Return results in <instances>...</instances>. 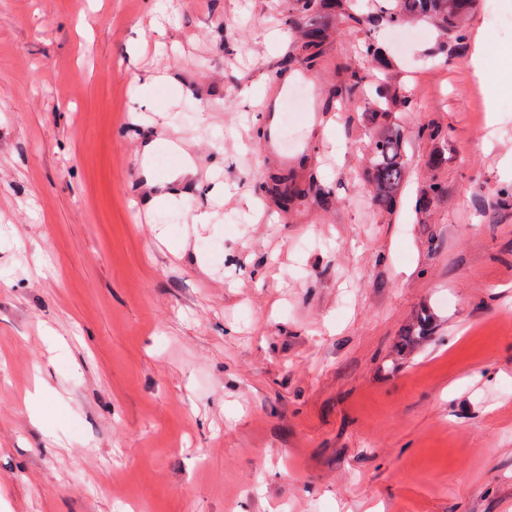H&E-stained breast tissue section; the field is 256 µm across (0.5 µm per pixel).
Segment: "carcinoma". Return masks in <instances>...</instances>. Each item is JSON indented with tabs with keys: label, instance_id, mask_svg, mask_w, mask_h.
Listing matches in <instances>:
<instances>
[{
	"label": "carcinoma",
	"instance_id": "cac0c4a2",
	"mask_svg": "<svg viewBox=\"0 0 512 512\" xmlns=\"http://www.w3.org/2000/svg\"><path fill=\"white\" fill-rule=\"evenodd\" d=\"M291 11L282 15V23L294 24V18L324 14L327 18L349 25L359 32L378 20L392 26L402 25L410 19L428 22L440 32V36L456 43L469 39L468 16L476 0H382L367 5L362 10L357 0H291ZM329 23L313 21L301 32L298 53L291 61L298 66L311 69L324 55ZM359 52L374 61L383 59L381 47L368 35L358 41ZM332 97L340 104L362 100L365 103L362 119L373 131L370 157L365 171L367 194L372 206L379 212L393 214L401 207V187L408 175L407 138L396 123V114L413 111L417 103L401 87L383 78L369 82L368 75L346 65L342 78L331 90ZM444 137L442 127L435 121L421 123L415 138L433 143ZM282 205L287 206L303 194V190L288 184V178L281 177L269 188ZM448 185L436 178L431 179L420 191L414 203V211L425 215L431 207L446 198ZM443 318L433 303L422 304L412 320L405 326L399 341L394 346L390 366L402 364L415 350L436 335Z\"/></svg>",
	"mask_w": 512,
	"mask_h": 512
}]
</instances>
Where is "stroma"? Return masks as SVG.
I'll return each instance as SVG.
<instances>
[{
    "label": "stroma",
    "instance_id": "35a3bbf8",
    "mask_svg": "<svg viewBox=\"0 0 512 512\" xmlns=\"http://www.w3.org/2000/svg\"><path fill=\"white\" fill-rule=\"evenodd\" d=\"M287 7L0 0V512H512V0H479L480 76L427 23L375 31L418 103L404 194L448 185L422 224L369 203L330 97L338 62L379 75L358 33L286 69ZM424 298L441 330L384 370Z\"/></svg>",
    "mask_w": 512,
    "mask_h": 512
}]
</instances>
